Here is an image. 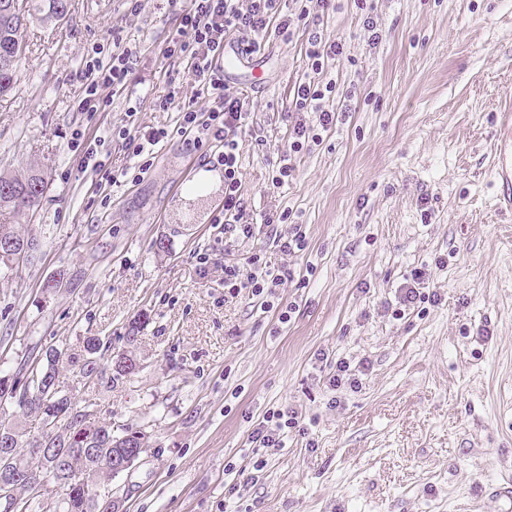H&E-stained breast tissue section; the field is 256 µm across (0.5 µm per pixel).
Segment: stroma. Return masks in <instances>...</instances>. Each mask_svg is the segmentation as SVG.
I'll list each match as a JSON object with an SVG mask.
<instances>
[{
  "label": "stroma",
  "instance_id": "1",
  "mask_svg": "<svg viewBox=\"0 0 512 512\" xmlns=\"http://www.w3.org/2000/svg\"><path fill=\"white\" fill-rule=\"evenodd\" d=\"M373 6L372 30L353 0L316 18L345 43L327 70L355 96L279 187L308 45L299 32L266 44L240 141L243 239L211 221L223 180L201 197L176 193L197 161L178 142L104 197L68 146L76 129L104 139L98 157L117 172L130 161L112 129L129 108L141 125L172 127L174 112L154 105L175 24L166 0L137 14L125 0H70L60 20L27 2L22 77L0 98V171L39 170L47 188L37 210L0 213L36 244L0 276V364L20 392L32 352L110 342L96 376L63 367L58 387L115 431H146L142 463L111 485L125 512H498L489 489L512 478V216L492 170L496 116L512 100V0ZM116 36L142 44L131 97L92 118L73 111L87 50ZM285 211L289 222L267 224ZM297 223L306 247L289 253L279 241ZM257 252L298 273L271 309L224 288L225 264ZM415 269L433 299L400 308ZM128 349L140 368L112 382L111 357ZM340 360L359 369L358 388L332 389ZM281 409L298 428L282 447L253 448L257 424Z\"/></svg>",
  "mask_w": 512,
  "mask_h": 512
}]
</instances>
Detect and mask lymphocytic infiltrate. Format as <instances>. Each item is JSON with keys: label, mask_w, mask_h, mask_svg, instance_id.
I'll return each instance as SVG.
<instances>
[{"label": "lymphocytic infiltrate", "mask_w": 512, "mask_h": 512, "mask_svg": "<svg viewBox=\"0 0 512 512\" xmlns=\"http://www.w3.org/2000/svg\"><path fill=\"white\" fill-rule=\"evenodd\" d=\"M277 3L278 0H168L177 14V26L167 37L162 55L183 64L208 107L202 111L183 102L179 85L171 70L166 69L162 78L167 92L156 99L155 105L163 111H176L174 126L146 129L131 119L117 132L125 152L135 159L124 172L128 180L143 179L153 165L156 147L174 139L204 163L223 168L224 207L213 214L212 221L223 225L227 232L245 237L251 236L252 227L242 221L245 201L239 138L250 112L242 93L225 85L217 70L224 39L233 34L252 48L264 47L271 34L293 36L311 9H328L331 0H304L300 12L291 18L279 16ZM308 42L312 75L293 88L295 117L288 141L293 153L300 152L306 143L319 142L322 131L337 121L335 111L325 105L326 98L336 90L335 79L325 75V64L340 58L344 46L341 40L325 42L314 33ZM137 53V48L124 45L118 37L112 40L111 52L93 46L84 60L81 91L73 100V110L91 115L108 111L113 98L128 90ZM294 277V270L287 266L276 271L268 269L257 254L250 257L247 268L229 264L224 267L225 288H247L259 298L274 295L276 288Z\"/></svg>", "instance_id": "1"}]
</instances>
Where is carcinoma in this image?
I'll list each match as a JSON object with an SVG mask.
<instances>
[{
  "label": "carcinoma",
  "mask_w": 512,
  "mask_h": 512,
  "mask_svg": "<svg viewBox=\"0 0 512 512\" xmlns=\"http://www.w3.org/2000/svg\"><path fill=\"white\" fill-rule=\"evenodd\" d=\"M24 22L23 0H0V98L10 93L22 76ZM44 192L45 178L38 171L19 176L0 172V212L28 210L31 204L25 197L33 194L41 199ZM3 237L12 240L16 249L12 259L0 258V269L9 271L17 260L29 258L34 243L22 237L13 224H0ZM103 346L102 338L85 336L80 352L64 346L51 348L34 367L35 375L19 395L18 407L24 415L40 417L42 432L30 439L20 428L0 425V447L17 449L12 464L22 473L12 493L0 497V512H95L94 487L112 483V451L144 445L143 431L127 429L116 435L112 421L86 418L85 410L58 390L59 366H77L79 373L90 378L96 372L95 355ZM111 364L113 382L131 377L139 368L131 350L111 357ZM35 448L48 452L37 454ZM29 473L43 474L61 490L50 498L52 507L45 508L42 500L33 496L25 478Z\"/></svg>",
  "instance_id": "1"
}]
</instances>
